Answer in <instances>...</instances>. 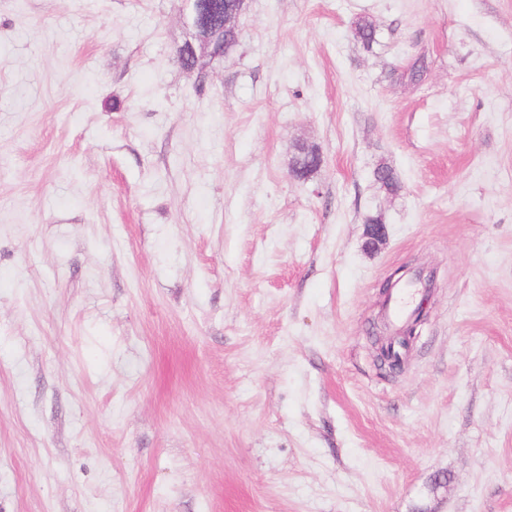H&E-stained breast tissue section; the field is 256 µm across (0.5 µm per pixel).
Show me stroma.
<instances>
[{
    "label": "stroma",
    "instance_id": "obj_1",
    "mask_svg": "<svg viewBox=\"0 0 512 512\" xmlns=\"http://www.w3.org/2000/svg\"><path fill=\"white\" fill-rule=\"evenodd\" d=\"M184 8L0 0V512H512V0ZM202 0H185V13H184V24L188 30L187 42L179 47V55L187 57L188 55H197L198 46L195 42L190 41L191 38L198 40L200 50L203 48L208 51L211 46L212 36V24H205L202 16L199 12L198 5ZM426 69L424 58L418 57L407 67L394 69L391 72V77L395 80L405 79L407 83L419 85L424 79ZM419 288L418 282H412L406 288L400 289L393 298H390L387 305L383 304L388 317L397 323L402 320L411 308Z\"/></svg>",
    "mask_w": 512,
    "mask_h": 512
}]
</instances>
